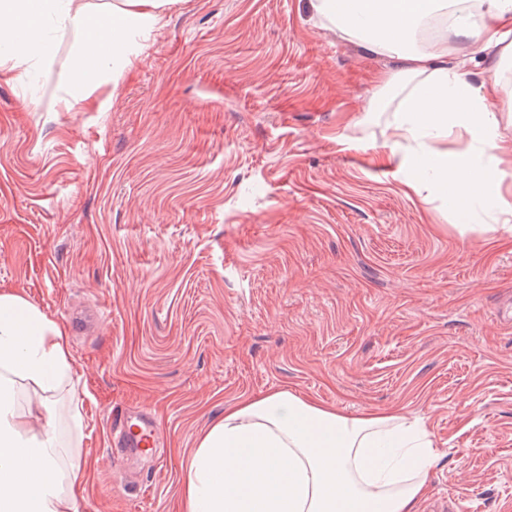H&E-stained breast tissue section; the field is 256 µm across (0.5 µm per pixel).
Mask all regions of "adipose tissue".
<instances>
[{
    "mask_svg": "<svg viewBox=\"0 0 512 512\" xmlns=\"http://www.w3.org/2000/svg\"><path fill=\"white\" fill-rule=\"evenodd\" d=\"M175 0H0V77L28 78L70 40L65 106L117 85ZM319 28L388 58L378 80L397 101L381 162L415 169L452 203L493 202L491 231L512 234V113L498 76L512 59V0H309ZM479 54L473 81L450 54ZM468 148L451 153L449 138ZM71 379L62 327L22 293L0 291V512H82L87 465L65 456L59 409ZM437 447L420 423L360 416L282 389L226 406L200 434L182 512H417Z\"/></svg>",
    "mask_w": 512,
    "mask_h": 512,
    "instance_id": "ef3b65f1",
    "label": "adipose tissue"
}]
</instances>
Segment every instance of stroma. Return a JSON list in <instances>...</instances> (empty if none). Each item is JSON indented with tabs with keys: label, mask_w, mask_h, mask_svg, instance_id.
Instances as JSON below:
<instances>
[{
	"label": "stroma",
	"mask_w": 512,
	"mask_h": 512,
	"mask_svg": "<svg viewBox=\"0 0 512 512\" xmlns=\"http://www.w3.org/2000/svg\"><path fill=\"white\" fill-rule=\"evenodd\" d=\"M73 65L63 42L39 84L0 79V290L67 336L85 512H180L209 422L280 389L421 419L456 512L512 500V235L378 163L385 60L308 0H178L107 111L62 106ZM116 406L162 429L139 487Z\"/></svg>",
	"instance_id": "stroma-1"
}]
</instances>
